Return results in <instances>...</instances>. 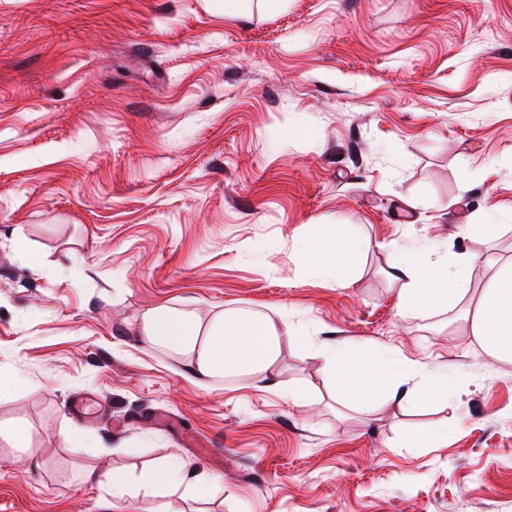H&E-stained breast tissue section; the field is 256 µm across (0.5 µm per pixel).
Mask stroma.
<instances>
[{"mask_svg": "<svg viewBox=\"0 0 512 512\" xmlns=\"http://www.w3.org/2000/svg\"><path fill=\"white\" fill-rule=\"evenodd\" d=\"M481 211L494 244L458 231ZM320 224L365 243L347 284L299 258ZM404 247L475 256L477 287L480 255L512 257V0H0V512H159L144 477L171 459L220 482L172 512H512V361L457 311L398 312ZM163 303L303 340L253 386L200 377L138 340ZM354 342L457 392L337 402L316 350ZM457 386L453 375L436 370L410 389L402 397L405 405L413 409H424L443 397H447ZM84 480L98 482L99 484H107L112 491L113 497L121 498L126 494L125 481L118 473L111 471L105 474H100L91 469L84 474Z\"/></svg>", "mask_w": 512, "mask_h": 512, "instance_id": "35a3bbf8", "label": "stroma"}]
</instances>
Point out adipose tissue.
Segmentation results:
<instances>
[{
    "label": "adipose tissue",
    "mask_w": 512,
    "mask_h": 512,
    "mask_svg": "<svg viewBox=\"0 0 512 512\" xmlns=\"http://www.w3.org/2000/svg\"><path fill=\"white\" fill-rule=\"evenodd\" d=\"M361 243L341 225L322 224L301 241L303 263L323 272L346 277L349 263ZM491 275L476 288L468 275L470 260L456 258L445 264L428 261L421 250L399 251L388 274L399 288L396 305L401 314L424 315L465 305L464 318L481 351L495 359H512V258L496 254L484 258ZM138 338L151 347H163L181 356L203 376H236L251 384L275 369L281 349L299 332L287 318L277 320L251 311L227 310L212 319L168 305L148 309L136 327ZM323 372L338 394L373 410L402 398L405 405L423 409L448 396L455 378L437 370L406 393L398 388L421 375L419 363L379 352L373 345L349 343L320 349Z\"/></svg>",
    "instance_id": "ef3b65f1"
}]
</instances>
